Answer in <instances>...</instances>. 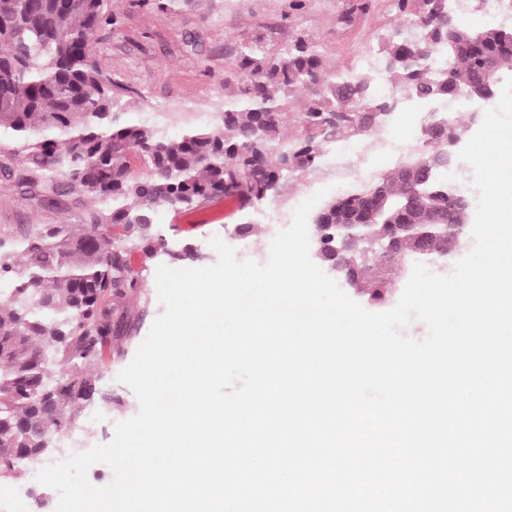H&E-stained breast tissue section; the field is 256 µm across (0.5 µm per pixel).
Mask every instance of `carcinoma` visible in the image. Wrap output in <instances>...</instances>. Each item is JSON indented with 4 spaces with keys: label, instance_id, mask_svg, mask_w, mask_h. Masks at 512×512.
I'll return each instance as SVG.
<instances>
[{
    "label": "carcinoma",
    "instance_id": "1",
    "mask_svg": "<svg viewBox=\"0 0 512 512\" xmlns=\"http://www.w3.org/2000/svg\"><path fill=\"white\" fill-rule=\"evenodd\" d=\"M110 0H0V148L10 151L0 188L54 207L59 198L101 203L88 224L0 225L1 477L51 448L75 424L74 408L98 392L106 347L133 331L127 304L142 296L143 271L113 245L114 231L140 245L143 260L169 251L156 208L179 212L215 196L247 209L282 182L320 165L327 144L366 136L364 112H381L404 93L444 100L474 85L486 61L512 70V27L448 22V0H391L395 23L378 43L375 66L329 65L318 45L294 30L307 0H289L288 35L277 46L238 32L224 68V110L210 126L177 139L130 115L131 90L107 73L93 34L114 24ZM374 0H350L338 22L367 15ZM396 83L381 90L380 79ZM301 109H296L299 96ZM300 112L307 134L289 133ZM347 115L331 126L330 118ZM405 173L378 176L385 203L372 208L352 192L332 198L314 224H362L358 236L322 263L336 262L375 305L394 292L395 265L422 234L432 255L448 244V170L433 127L422 134ZM138 155L149 169L131 174ZM432 175L423 180L426 167ZM416 204L400 214L404 199ZM400 242L393 256L383 247Z\"/></svg>",
    "mask_w": 512,
    "mask_h": 512
}]
</instances>
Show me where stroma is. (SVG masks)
Listing matches in <instances>:
<instances>
[{
    "mask_svg": "<svg viewBox=\"0 0 512 512\" xmlns=\"http://www.w3.org/2000/svg\"><path fill=\"white\" fill-rule=\"evenodd\" d=\"M285 0H184L175 11H162L142 5L140 0H113L117 23L96 33L93 49L105 63L112 79L134 92L136 116L149 127L175 137L185 129L210 124L224 108V66L227 44L233 29L264 34L274 42L283 32L274 28ZM346 0H311L297 19L298 29L319 45L326 58L335 64H351L375 47L394 17L389 0H377L376 10L359 16L351 25L341 26L337 16ZM425 111L411 112L398 105L391 116L393 146L408 155L421 144ZM354 139L342 137L332 144V157L314 171L312 187L288 178L279 194L257 204L252 211L240 210L233 198L218 197L187 212L158 210L156 222L175 250L192 247L194 257L188 265L201 268L216 263L218 256L210 245L220 238L232 247L238 260L266 263L271 240L246 238L238 227L246 219L266 222L272 206L298 207L314 191L328 189L330 197L353 188V181L342 178L343 166L355 163ZM92 204H77L62 198L58 207L44 208L0 191V224H85ZM116 247L130 253L133 264H146V283L139 303L130 305V316L137 323L130 339L120 340L122 357L106 359L99 382V394L77 412L74 425L83 437L84 448L112 440L117 422L135 416L139 402L133 391L118 379L132 361L153 322L163 312L156 287V270L172 260L158 256L143 261L140 250L124 236L114 238ZM58 494L36 479L35 472L18 479L0 480V512H55Z\"/></svg>",
    "mask_w": 512,
    "mask_h": 512,
    "instance_id": "stroma-1",
    "label": "stroma"
}]
</instances>
